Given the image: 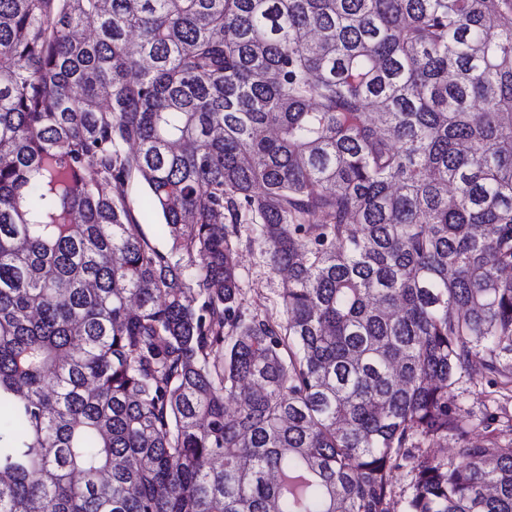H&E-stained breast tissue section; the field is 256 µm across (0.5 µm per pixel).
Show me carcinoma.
Listing matches in <instances>:
<instances>
[{
	"label": "carcinoma",
	"mask_w": 512,
	"mask_h": 512,
	"mask_svg": "<svg viewBox=\"0 0 512 512\" xmlns=\"http://www.w3.org/2000/svg\"><path fill=\"white\" fill-rule=\"evenodd\" d=\"M511 399L512 0H0V512H512ZM127 191L134 202L135 216L141 233L151 240L160 251L167 253L171 248V242L151 206L147 188L140 180H136L128 186ZM237 276L241 310L249 316L263 317L282 310L280 293L284 285L281 274L272 269L267 246L259 238L257 224H237ZM483 379L482 371L475 367L470 375L464 376L451 390L450 403L459 407L462 413L469 415L473 425L468 436L469 443L485 444L487 435L479 420L489 412H493V404L490 402V392L494 391ZM464 444V442L458 441L455 437L448 436V440H443L436 444L441 448H413V452L415 454H434L439 460L449 462L458 459L459 450ZM400 468L394 469L391 479V512H403L404 504L411 493L410 464L401 462Z\"/></svg>",
	"instance_id": "carcinoma-1"
}]
</instances>
